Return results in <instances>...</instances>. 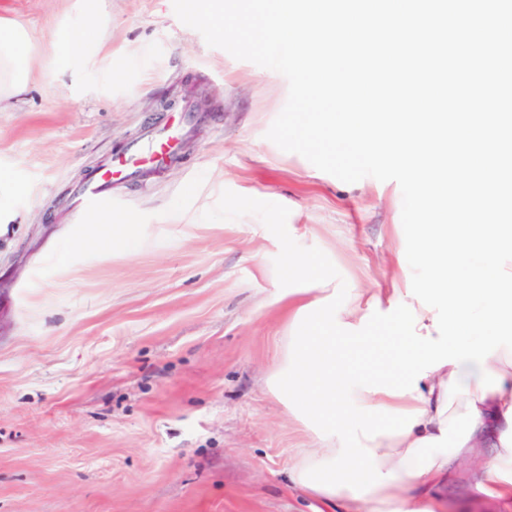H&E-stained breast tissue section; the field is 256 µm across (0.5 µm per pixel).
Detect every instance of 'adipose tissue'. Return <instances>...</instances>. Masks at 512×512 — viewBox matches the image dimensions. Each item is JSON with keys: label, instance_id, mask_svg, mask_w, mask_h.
Masks as SVG:
<instances>
[{"label": "adipose tissue", "instance_id": "adipose-tissue-1", "mask_svg": "<svg viewBox=\"0 0 512 512\" xmlns=\"http://www.w3.org/2000/svg\"><path fill=\"white\" fill-rule=\"evenodd\" d=\"M84 18L77 28L56 24L52 39L55 65L71 70L76 59L101 40L103 28L95 18L94 0H82ZM33 56L28 32L0 21V101L22 94ZM485 367L501 376L496 390L481 391L475 364L445 365L420 379L418 389L404 396L355 390L356 405L422 410L412 431L378 436L369 447L381 471L395 479L354 498L352 491H311L312 499L332 512H446L447 502L435 487L458 458H482L475 487L479 493L512 512V353L499 348Z\"/></svg>", "mask_w": 512, "mask_h": 512}]
</instances>
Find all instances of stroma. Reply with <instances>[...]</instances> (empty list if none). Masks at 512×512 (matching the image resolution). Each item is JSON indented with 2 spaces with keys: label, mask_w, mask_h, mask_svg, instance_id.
Wrapping results in <instances>:
<instances>
[{
  "label": "stroma",
  "mask_w": 512,
  "mask_h": 512,
  "mask_svg": "<svg viewBox=\"0 0 512 512\" xmlns=\"http://www.w3.org/2000/svg\"><path fill=\"white\" fill-rule=\"evenodd\" d=\"M79 5L0 0L35 43L25 92L0 103V512H313L288 479L310 434L268 387L288 349L280 243L258 216L202 214L226 189L282 204L338 269L330 288H385L404 278L400 186L279 149L286 78L208 46L172 0H97L95 63L57 73L48 29ZM173 123L176 161L72 212L101 164ZM116 224L136 248L72 250ZM441 492L474 512L469 463Z\"/></svg>",
  "instance_id": "35a3bbf8"
}]
</instances>
